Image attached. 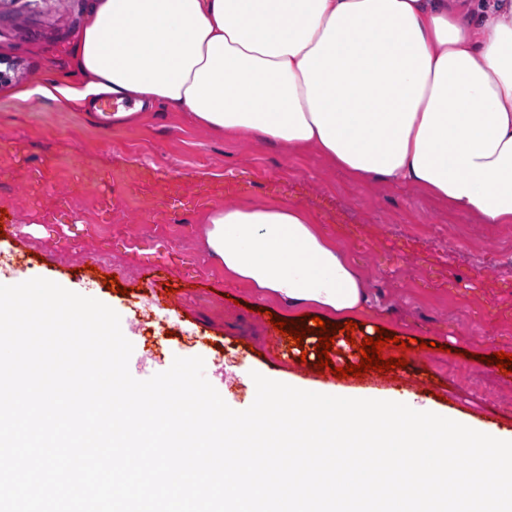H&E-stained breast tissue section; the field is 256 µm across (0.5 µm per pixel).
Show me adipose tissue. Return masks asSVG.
I'll use <instances>...</instances> for the list:
<instances>
[{"instance_id":"ef3b65f1","label":"adipose tissue","mask_w":512,"mask_h":512,"mask_svg":"<svg viewBox=\"0 0 512 512\" xmlns=\"http://www.w3.org/2000/svg\"><path fill=\"white\" fill-rule=\"evenodd\" d=\"M75 68L81 87L42 95L167 106L512 223V0H95ZM206 222L228 276L333 323L365 308L361 275L301 206Z\"/></svg>"}]
</instances>
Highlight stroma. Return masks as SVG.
<instances>
[{"label": "stroma", "mask_w": 512, "mask_h": 512, "mask_svg": "<svg viewBox=\"0 0 512 512\" xmlns=\"http://www.w3.org/2000/svg\"><path fill=\"white\" fill-rule=\"evenodd\" d=\"M92 4L0 0V220L13 227L0 237V276L22 262L30 277L49 266L63 287L95 290L133 345L134 378L199 356L236 410L253 403L256 371L352 394L374 388L511 433L512 376L489 359L512 354V223H481L421 187L355 181L313 148L215 134L161 105L123 121L96 100L68 109L39 95L80 83L74 52ZM255 204H297L314 217L362 275L369 305L357 320L417 339L407 366L339 379L319 372L317 354L299 363L280 353L254 309L288 321L305 309L226 276L205 246L207 213ZM160 262L169 274L156 290ZM111 274L119 290L106 288Z\"/></svg>", "instance_id": "35a3bbf8"}]
</instances>
